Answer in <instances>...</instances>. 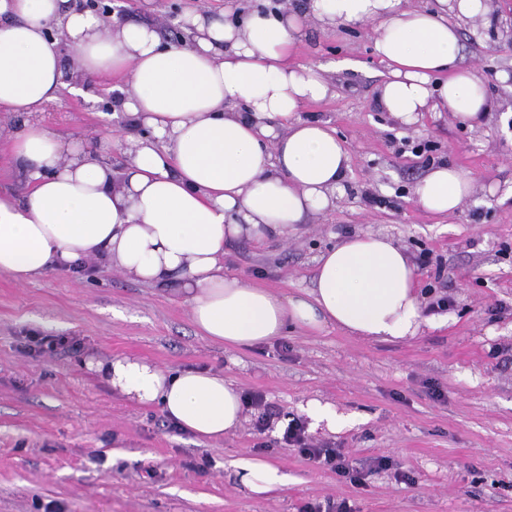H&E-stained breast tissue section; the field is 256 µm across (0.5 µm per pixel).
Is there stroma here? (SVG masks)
<instances>
[{
	"instance_id": "obj_1",
	"label": "stroma",
	"mask_w": 512,
	"mask_h": 512,
	"mask_svg": "<svg viewBox=\"0 0 512 512\" xmlns=\"http://www.w3.org/2000/svg\"><path fill=\"white\" fill-rule=\"evenodd\" d=\"M122 19L161 25L171 8L222 17L229 0H122ZM489 17L461 22L459 67L474 69L498 102L474 127L426 112L412 126L377 104L387 71L367 26L325 32L310 24L296 62L349 57L329 72L334 95L301 118L335 128L351 164L345 191L284 241L225 247L224 271L276 292L309 287L316 259L353 232L382 233L414 263L420 288L441 279L449 304L425 312L417 336L381 342L329 327L245 349L201 338L174 294L88 263L20 284L0 272V512H313L326 501L352 512H512V47L501 29L512 0H490ZM110 79L89 97L61 92L35 118L88 141L126 127L99 111ZM444 162L470 172L476 191L439 218L412 200L413 185ZM38 336L76 339L80 352H38ZM130 356L160 368H210L244 393L262 394L278 416L257 428L253 411L221 440H198L160 409H146L98 381L91 357ZM330 406L337 428L307 420ZM307 421L316 444L339 449L362 472L351 482L286 445L289 420ZM261 455L288 475L280 491L254 497L232 467ZM390 458V470L374 461Z\"/></svg>"
}]
</instances>
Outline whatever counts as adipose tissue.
I'll list each match as a JSON object with an SVG mask.
<instances>
[{"label": "adipose tissue", "mask_w": 512, "mask_h": 512, "mask_svg": "<svg viewBox=\"0 0 512 512\" xmlns=\"http://www.w3.org/2000/svg\"><path fill=\"white\" fill-rule=\"evenodd\" d=\"M486 12L483 0H308L302 14L253 10L236 22L192 11L185 23L194 44L177 47L164 45L152 24L107 21L70 0H0V112L30 116L10 136L26 190L0 193V272L25 283L94 260L180 296L202 337L234 349L292 328L332 326L388 342L415 336L424 321L417 274L390 236L347 237L317 258L311 287L290 295L226 275L224 245L287 238L336 205L350 153L334 129L299 117L334 94L327 66L293 60L309 21L326 31L370 27L388 67L378 101L400 125L448 112L474 126L495 105L482 77L456 65L457 23ZM64 42L76 54L72 93L113 77L114 101L133 132L82 142L34 121L65 86ZM117 145L126 155L119 172L109 160ZM475 188L471 175L443 164L414 185L413 200L448 216ZM86 367L195 438L220 440L241 425L242 392L223 373H172L132 357ZM233 467L257 496L287 480L265 458Z\"/></svg>", "instance_id": "ef3b65f1"}]
</instances>
